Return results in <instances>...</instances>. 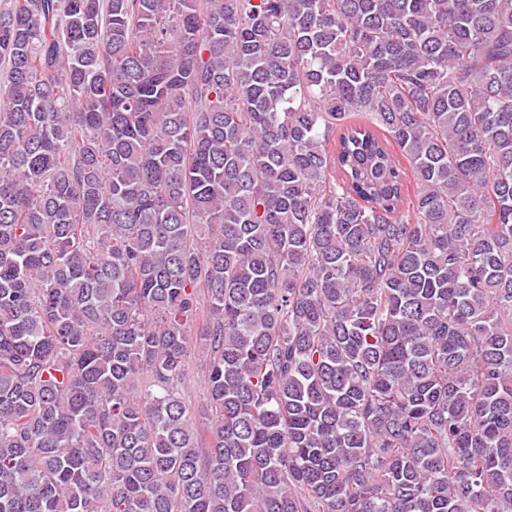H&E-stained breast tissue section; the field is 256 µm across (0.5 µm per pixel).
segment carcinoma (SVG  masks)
I'll list each match as a JSON object with an SVG mask.
<instances>
[{
	"label": "carcinoma",
	"mask_w": 512,
	"mask_h": 512,
	"mask_svg": "<svg viewBox=\"0 0 512 512\" xmlns=\"http://www.w3.org/2000/svg\"><path fill=\"white\" fill-rule=\"evenodd\" d=\"M0 512H512V0L0 5ZM188 373L189 378L184 391L185 398L192 406L197 407L203 403L206 390L202 381L201 365L196 357L190 359Z\"/></svg>",
	"instance_id": "1"
}]
</instances>
